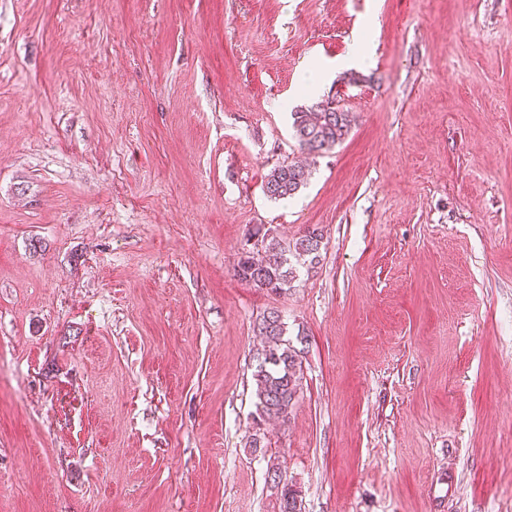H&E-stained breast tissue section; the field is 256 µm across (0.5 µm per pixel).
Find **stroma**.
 I'll return each instance as SVG.
<instances>
[{
    "label": "stroma",
    "mask_w": 512,
    "mask_h": 512,
    "mask_svg": "<svg viewBox=\"0 0 512 512\" xmlns=\"http://www.w3.org/2000/svg\"><path fill=\"white\" fill-rule=\"evenodd\" d=\"M315 226L287 291L236 276ZM272 466L301 512H512V0H0V512H278ZM333 102H320L315 106L291 112L292 128L300 149L309 154L316 148L328 145L330 149L339 142L351 126L352 115L342 108L332 106ZM318 147H315V145ZM319 152V153H321ZM310 174L309 169L297 163L280 165L269 175L265 192L273 199L289 198L307 184ZM253 329L265 344L257 352L253 373L256 426L266 420L288 422L302 388L300 350L286 336L287 328L277 310L264 313Z\"/></svg>",
    "instance_id": "stroma-1"
}]
</instances>
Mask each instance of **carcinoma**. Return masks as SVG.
I'll use <instances>...</instances> for the list:
<instances>
[{
    "mask_svg": "<svg viewBox=\"0 0 512 512\" xmlns=\"http://www.w3.org/2000/svg\"><path fill=\"white\" fill-rule=\"evenodd\" d=\"M292 128L300 149L311 154L315 146L332 147L339 142L351 126L350 112L320 102L291 113ZM310 171L297 163L283 164L275 168L265 183L266 194L273 199L293 196L307 184ZM323 233L318 227L308 228L293 242L271 239L268 251L273 253L269 261L243 255L238 261L236 275L257 288L283 291L291 287L296 278V268L291 260L309 259V264L319 262ZM256 335L262 337L264 347L257 353L253 373L255 381L256 425L266 420L287 422L292 415L302 388V362L300 351L286 336L287 328L280 313L270 310L254 325ZM268 474L273 483L281 485L279 512H300L297 491L281 483L278 468L272 466Z\"/></svg>",
    "mask_w": 512,
    "mask_h": 512,
    "instance_id": "1",
    "label": "carcinoma"
}]
</instances>
